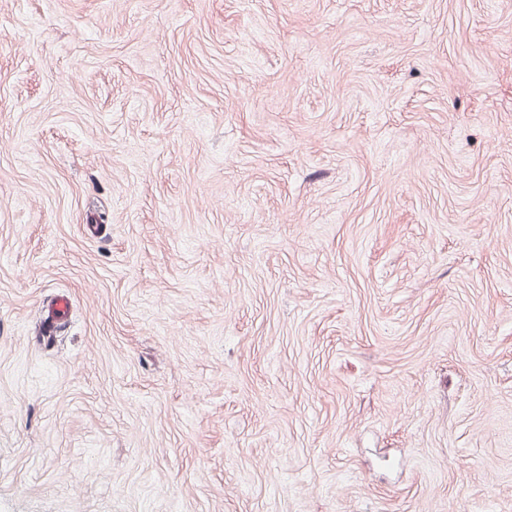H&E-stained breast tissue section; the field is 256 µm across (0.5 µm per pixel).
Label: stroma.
Listing matches in <instances>:
<instances>
[{
    "label": "stroma",
    "mask_w": 512,
    "mask_h": 512,
    "mask_svg": "<svg viewBox=\"0 0 512 512\" xmlns=\"http://www.w3.org/2000/svg\"><path fill=\"white\" fill-rule=\"evenodd\" d=\"M0 512H512V0H0Z\"/></svg>",
    "instance_id": "35a3bbf8"
}]
</instances>
